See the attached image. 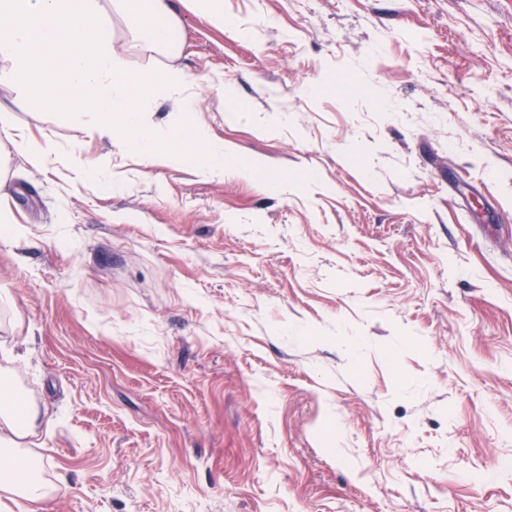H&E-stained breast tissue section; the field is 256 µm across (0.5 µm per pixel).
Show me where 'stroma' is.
<instances>
[{
    "instance_id": "stroma-1",
    "label": "stroma",
    "mask_w": 512,
    "mask_h": 512,
    "mask_svg": "<svg viewBox=\"0 0 512 512\" xmlns=\"http://www.w3.org/2000/svg\"><path fill=\"white\" fill-rule=\"evenodd\" d=\"M224 12L130 68H181L279 191L39 104L0 142L35 242L0 244V368L55 419L52 512H512V0Z\"/></svg>"
}]
</instances>
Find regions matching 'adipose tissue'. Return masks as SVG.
Here are the masks:
<instances>
[{"instance_id":"1","label":"adipose tissue","mask_w":512,"mask_h":512,"mask_svg":"<svg viewBox=\"0 0 512 512\" xmlns=\"http://www.w3.org/2000/svg\"><path fill=\"white\" fill-rule=\"evenodd\" d=\"M206 15L217 27L230 25L224 0H0V84L21 90L18 111L33 103L45 104L88 136L121 138L142 156L161 145L183 141L195 156L198 169L220 174L224 169L252 177L255 166H232L230 150L211 139L200 124L193 135L164 128L153 119L158 97L191 113L185 94L188 79L176 67L163 71H131L129 58L148 53L175 55L177 42L168 38L180 23L181 5ZM120 18L128 32L122 47L112 41V20ZM48 417L34 404L16 407L14 399L0 400V447H20L35 435ZM0 488L16 496L24 512H45L49 493L42 481L20 467L0 468Z\"/></svg>"}]
</instances>
